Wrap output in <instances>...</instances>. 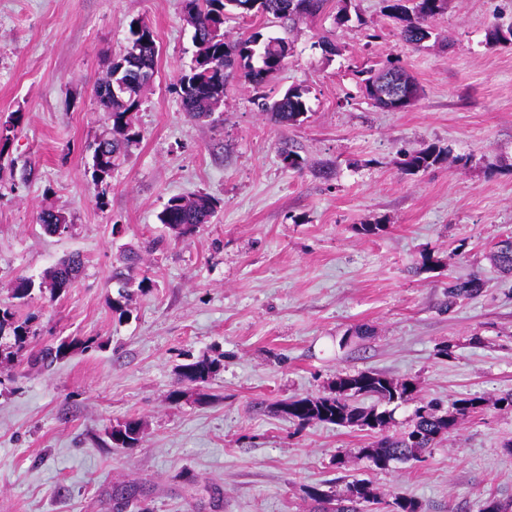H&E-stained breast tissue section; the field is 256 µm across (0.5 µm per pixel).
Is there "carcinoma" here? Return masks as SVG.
<instances>
[{
  "instance_id": "obj_1",
  "label": "carcinoma",
  "mask_w": 512,
  "mask_h": 512,
  "mask_svg": "<svg viewBox=\"0 0 512 512\" xmlns=\"http://www.w3.org/2000/svg\"><path fill=\"white\" fill-rule=\"evenodd\" d=\"M384 12L390 18L402 23L401 38L409 43H420L432 36V19L444 7V0H383ZM329 0H182L187 23L193 28V42L196 52L189 72L181 75L177 83L183 109L196 120L212 117L224 98L227 78L233 72L251 84L255 89L253 104L262 112L271 113L281 125H295L304 120L308 112L306 90L290 87L278 99H269L263 91L266 80L285 66L287 52L291 50L283 37L268 36L260 31L235 42L224 40V22L228 19H248L259 15H273L276 18L299 21L323 12ZM487 37L496 43L512 45V23L505 26L494 24ZM128 42L138 47V62L144 69L156 71L159 50L154 31L145 22L133 21L129 25ZM394 72L404 79V85L413 92L418 86L399 62L388 64L377 72L366 71L361 80L364 95L379 107L395 112L399 109L394 101H385L378 95L377 80L385 73ZM125 81L126 89L117 96L110 94L108 86L113 75ZM148 81L129 70L127 54L112 60L106 77L95 87L96 100L105 114L109 134L92 147V181L97 189L98 199H103L107 179L128 148L140 138L133 114L140 106V95ZM443 151L430 146L407 156L404 170L410 173L426 170L441 161ZM216 211V204L207 195L193 198L174 196L164 205L158 215L160 223L166 225L176 238H185L210 222ZM39 222L50 233H56L58 226L70 228L65 216L43 211ZM84 267L80 255H73L49 270L42 281L31 278L17 280L13 297L19 300L29 297L38 287L49 290L54 297L60 291L71 287ZM483 288V281L477 276L448 282L446 309L453 308L458 301L472 298ZM36 336L30 321L20 322L11 308L0 307V338L10 339L6 350L0 356L19 363L30 338ZM89 339L72 338L46 348L40 360L62 359L74 351H86L92 347ZM215 362L198 360L183 364L178 376L181 382L198 385L207 382L214 372ZM416 385L411 381H394L373 372L339 375L330 392L325 395L294 397L280 406V412L299 424L317 420L343 427H356L373 434L374 441L368 447L359 449L357 459L366 460L379 470H385L393 462L416 460L420 454L432 447L444 435L458 429L466 419L478 413L486 403L481 395H470L454 400L448 409L429 401L418 406L410 424L402 431L394 430L396 421L393 404L400 405L413 399ZM364 396L375 397L382 407H364L358 403ZM141 425L136 420H127L112 427L109 439L117 448H134L140 440ZM310 498L322 512H363L375 501L371 484L365 479H355L347 487V496L336 497L319 489H312ZM392 512H420V504L412 498L396 494L393 496Z\"/></svg>"
}]
</instances>
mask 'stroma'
Listing matches in <instances>:
<instances>
[{
    "mask_svg": "<svg viewBox=\"0 0 512 512\" xmlns=\"http://www.w3.org/2000/svg\"><path fill=\"white\" fill-rule=\"evenodd\" d=\"M294 24L231 22L288 38L269 95L307 88V119L274 123L232 80L217 124L184 112L180 76L196 48L181 0H0V124L21 121L0 153V306L30 319L39 350L68 336L95 348L46 367H0V512H314L312 488L345 495L370 480L380 502L401 492L422 512H478L512 501V274L491 261L512 238V45L488 29L512 22V0H448L431 40H401L382 0H346ZM144 19L159 46L141 93V133L97 200L88 147L107 131L94 89ZM336 46L329 54L320 38ZM400 61L419 94L407 110L375 107L360 69ZM303 167L285 166L281 145ZM446 158L406 173L404 154ZM206 194L210 223L178 239L158 215L170 197ZM69 232L46 234L44 210ZM380 224V235L358 233ZM137 251L154 286L126 289L117 320L112 268ZM84 269L59 297H13L70 254ZM438 268L420 271L423 255ZM480 274L482 291L442 312L449 279ZM450 356H441V349ZM220 365L188 385L179 365ZM378 372L449 405L485 396L475 417L421 454L378 470L356 462L371 438L350 427L298 425L288 399L326 392L337 375ZM141 423L134 448L108 433ZM348 467L336 465L337 457Z\"/></svg>",
    "mask_w": 512,
    "mask_h": 512,
    "instance_id": "1",
    "label": "stroma"
}]
</instances>
